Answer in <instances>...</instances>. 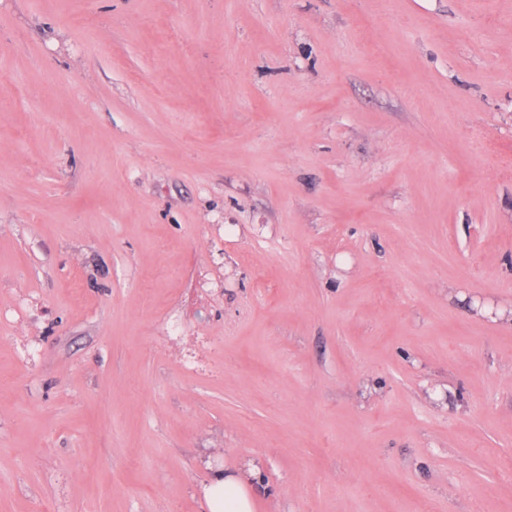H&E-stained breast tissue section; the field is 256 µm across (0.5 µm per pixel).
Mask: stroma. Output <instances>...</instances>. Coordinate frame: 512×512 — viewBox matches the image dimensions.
I'll use <instances>...</instances> for the list:
<instances>
[{
  "label": "stroma",
  "instance_id": "35a3bbf8",
  "mask_svg": "<svg viewBox=\"0 0 512 512\" xmlns=\"http://www.w3.org/2000/svg\"><path fill=\"white\" fill-rule=\"evenodd\" d=\"M252 460L512 512V0H0V512Z\"/></svg>",
  "mask_w": 512,
  "mask_h": 512
}]
</instances>
